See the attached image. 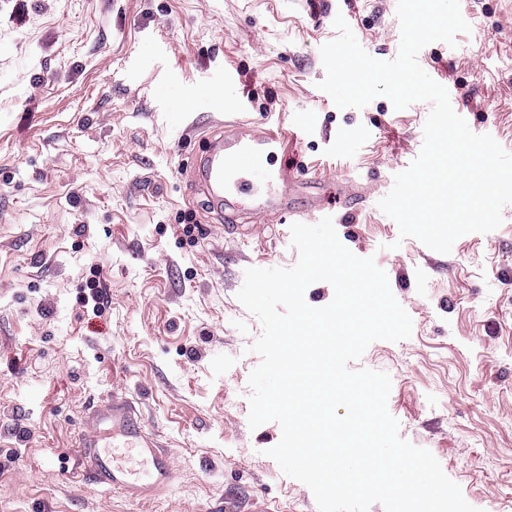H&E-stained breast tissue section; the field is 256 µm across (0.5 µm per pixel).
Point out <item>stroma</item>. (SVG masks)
I'll return each mask as SVG.
<instances>
[{"mask_svg": "<svg viewBox=\"0 0 512 512\" xmlns=\"http://www.w3.org/2000/svg\"><path fill=\"white\" fill-rule=\"evenodd\" d=\"M397 0H0V512H318L250 429L262 327L237 293L289 268V225L207 211L192 163L253 102L292 145L277 167L367 187L341 243L374 258L412 319L355 368L386 372L400 435L428 449L480 512H512V205L450 253L401 238L377 206L423 144L431 110L385 97L338 108L320 49L343 16L373 58L400 47ZM469 32L417 60L512 153V0H460ZM129 399L173 463L135 503L91 483L74 444L87 413Z\"/></svg>", "mask_w": 512, "mask_h": 512, "instance_id": "stroma-1", "label": "stroma"}]
</instances>
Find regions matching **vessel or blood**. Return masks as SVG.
I'll return each instance as SVG.
<instances>
[{"mask_svg": "<svg viewBox=\"0 0 512 512\" xmlns=\"http://www.w3.org/2000/svg\"><path fill=\"white\" fill-rule=\"evenodd\" d=\"M288 143V134L274 122L251 127L238 118L225 121L223 132L209 138L194 176L209 211L222 219L225 235L237 234L248 213L281 224L293 216L311 219L323 213L328 177L307 169L291 174L274 169ZM334 182V217L340 224L354 223L367 203L366 193L349 178ZM78 458L94 484L134 501H152L172 482L171 460L157 438L144 431L126 399H113L109 406L88 412Z\"/></svg>", "mask_w": 512, "mask_h": 512, "instance_id": "b4317fda", "label": "vessel or blood"}]
</instances>
